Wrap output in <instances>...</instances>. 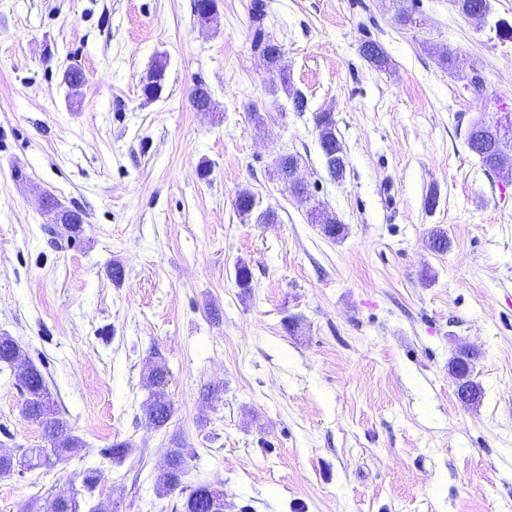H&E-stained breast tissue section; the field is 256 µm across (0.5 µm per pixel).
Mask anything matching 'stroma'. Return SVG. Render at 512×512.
Returning a JSON list of instances; mask_svg holds the SVG:
<instances>
[{"label":"stroma","mask_w":512,"mask_h":512,"mask_svg":"<svg viewBox=\"0 0 512 512\" xmlns=\"http://www.w3.org/2000/svg\"><path fill=\"white\" fill-rule=\"evenodd\" d=\"M194 3L0 0V333L84 443L46 477H0V512L63 490L80 512H176L178 495L155 492L175 438L195 452L189 482H221L249 512H512V184L465 143L470 120L512 112V36L495 27H512V0H490L483 22L452 0H265L301 114L252 44V0H215L205 26ZM370 40L388 69L362 57ZM448 49L460 76L440 64ZM474 68L480 99L464 87ZM200 82L214 111L190 103ZM321 111L348 160L338 181ZM288 153L307 199L273 175ZM244 190L275 223L238 215ZM48 195L81 213L80 232L44 209ZM313 203L343 238L311 223ZM437 227L442 253L427 246ZM464 349L481 388L468 405L448 367ZM152 356L175 407L159 431L142 419ZM21 402L0 371V451L42 443ZM116 441L131 445L119 463L101 455ZM90 466L103 470L91 492ZM313 122L326 168L332 177L340 178L346 169V156L336 135V120L330 112H316Z\"/></svg>","instance_id":"35a3bbf8"}]
</instances>
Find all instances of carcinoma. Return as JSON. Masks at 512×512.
Masks as SVG:
<instances>
[{"mask_svg": "<svg viewBox=\"0 0 512 512\" xmlns=\"http://www.w3.org/2000/svg\"><path fill=\"white\" fill-rule=\"evenodd\" d=\"M266 11L263 0H254L251 8L250 25L254 29L253 42L263 55L267 56L269 64L280 73V85L288 93L293 111L302 113L307 110V99L304 94L295 89L288 76L287 67L281 64L282 56L279 43L265 32ZM363 57L374 67L383 69L387 64V56L381 46L368 41L361 46ZM165 80V63L161 60L154 65L149 81L144 84V92L149 97H155L162 91ZM313 122L318 132L319 145L323 160L329 174L340 178L346 169V156L343 146L336 135V120L330 112L313 114ZM498 150L496 147L478 150V158L483 167L496 175L498 168ZM298 159L292 154L277 157L273 164V174L279 182L290 185ZM234 206L239 215L255 218L258 224H269L275 221V214L268 211H257L258 203L251 197L238 196ZM314 223L320 226L322 233L337 239L344 235L345 226L335 215L311 208ZM25 357V351L18 341L4 333L0 335V365H12L17 359ZM146 386L150 390V400L143 410V418L155 429L166 426L173 416L174 407L168 397V370L164 363L150 358L145 364ZM23 401L21 414L28 421L38 425L42 431L44 445L32 448L19 446L11 459L0 457V477L14 473L49 471L59 465L71 462L83 448L82 440L72 434L68 421L58 410H53V418H46V408L53 404L52 394L42 371L33 363L27 364V370L18 379ZM195 453L183 447L179 442L164 455L155 485L156 493L168 496L178 493L180 503L176 505L179 512H207L211 499L224 496V489L210 482L191 484L187 480L189 460ZM76 498L66 492L56 494L48 504L38 500L28 501L23 512H77Z\"/></svg>", "mask_w": 512, "mask_h": 512, "instance_id": "carcinoma-1", "label": "carcinoma"}]
</instances>
